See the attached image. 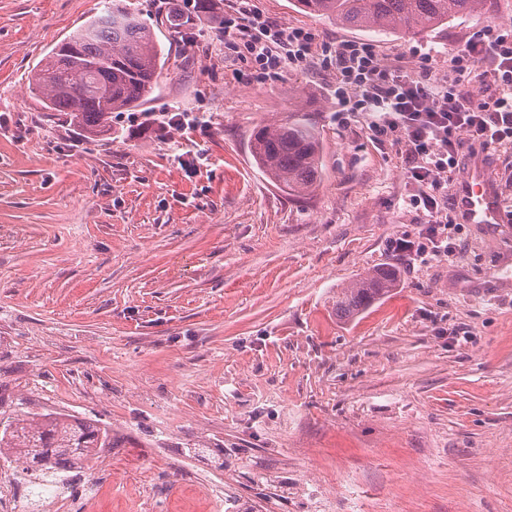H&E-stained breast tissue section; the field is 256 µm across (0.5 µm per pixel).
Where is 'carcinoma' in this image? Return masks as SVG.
<instances>
[{"instance_id":"1","label":"carcinoma","mask_w":512,"mask_h":512,"mask_svg":"<svg viewBox=\"0 0 512 512\" xmlns=\"http://www.w3.org/2000/svg\"><path fill=\"white\" fill-rule=\"evenodd\" d=\"M483 0H297L304 9L365 31L432 28L471 11ZM129 11L124 0L103 8L58 45L35 72L33 86L47 95L48 109L65 112L87 136L112 132V113L142 104L151 91L163 51L143 18L116 19ZM255 163L278 185L301 195L321 179L319 132L301 110L288 120L257 129L250 141ZM398 286L394 267L376 269L336 297V315L356 318ZM112 447L108 428L92 418L61 412L0 419V458L24 472L55 475L83 469L102 448Z\"/></svg>"}]
</instances>
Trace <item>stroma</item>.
Returning a JSON list of instances; mask_svg holds the SVG:
<instances>
[{
  "label": "stroma",
  "mask_w": 512,
  "mask_h": 512,
  "mask_svg": "<svg viewBox=\"0 0 512 512\" xmlns=\"http://www.w3.org/2000/svg\"><path fill=\"white\" fill-rule=\"evenodd\" d=\"M100 3L0 0V413L111 431L69 474L98 486L89 512H231L228 495L232 512H512V292L486 287L498 243L459 222L448 255L394 251L429 221L406 144L341 111L320 50L259 79L224 42L233 0L177 28L183 0H130L168 56L143 104L85 136L28 85ZM255 4L441 78L468 40L512 28V0L391 34ZM298 109L324 148L302 196L250 153L254 130ZM477 160L512 210V144L464 153L445 190ZM387 265L399 288L340 319L337 294Z\"/></svg>",
  "instance_id": "35a3bbf8"
}]
</instances>
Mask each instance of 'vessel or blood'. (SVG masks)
<instances>
[{
  "mask_svg": "<svg viewBox=\"0 0 512 512\" xmlns=\"http://www.w3.org/2000/svg\"><path fill=\"white\" fill-rule=\"evenodd\" d=\"M484 176H476L457 199V213L467 224L479 225L487 236L502 243L499 267L512 265V225L504 223L499 195L484 184Z\"/></svg>",
  "mask_w": 512,
  "mask_h": 512,
  "instance_id": "1",
  "label": "vessel or blood"
}]
</instances>
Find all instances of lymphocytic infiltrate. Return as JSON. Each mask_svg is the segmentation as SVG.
Wrapping results in <instances>:
<instances>
[{
  "instance_id": "lymphocytic-infiltrate-1",
  "label": "lymphocytic infiltrate",
  "mask_w": 512,
  "mask_h": 512,
  "mask_svg": "<svg viewBox=\"0 0 512 512\" xmlns=\"http://www.w3.org/2000/svg\"><path fill=\"white\" fill-rule=\"evenodd\" d=\"M236 2L224 17V35L260 70L279 73L307 59L314 33L270 21L252 0ZM324 59L336 68L338 103L366 113L376 136L396 137L408 147L410 172L420 187L413 203L430 217L428 242L398 238L395 251L415 258L447 253V229L454 217L442 192L443 175L456 168L463 148L512 142V29L490 30L468 41L457 56L459 71L485 65L484 87L478 93L455 77L439 79L391 68L368 42H336L325 48Z\"/></svg>"
}]
</instances>
